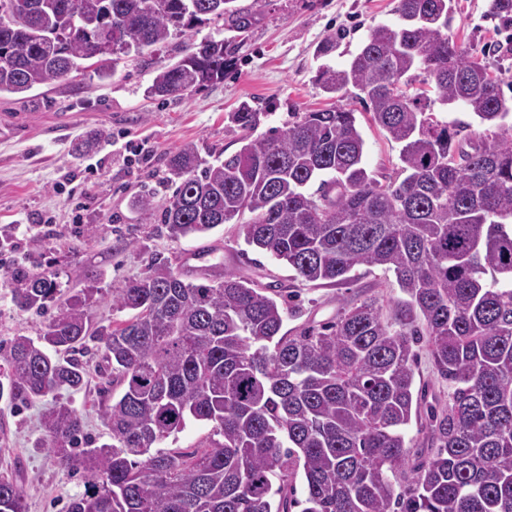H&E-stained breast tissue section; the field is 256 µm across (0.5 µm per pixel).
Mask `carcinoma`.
<instances>
[{"mask_svg":"<svg viewBox=\"0 0 512 512\" xmlns=\"http://www.w3.org/2000/svg\"><path fill=\"white\" fill-rule=\"evenodd\" d=\"M236 0H0V94L61 81L91 59L162 47L207 16L244 34L252 16ZM396 26L369 30L343 69L322 66L316 85L336 98L352 86L372 120L402 145L397 178L383 185L363 164L355 112L342 105L295 112L283 129L253 136L261 112L244 102L230 119L241 149L214 163L187 144L168 160L174 195L143 219L174 240L233 219L247 245L296 279L346 283L361 268L394 271L405 299L383 318L375 300L333 323L281 333L284 296L234 273L195 282L162 259L111 291L128 318L95 323L97 277L62 298L54 274H5L12 301L42 313L63 300L34 340L0 342V399L26 408L86 380L89 347L102 352L120 398L101 407L112 442L83 438L82 412L53 401L39 447L80 472L91 491L67 512H512V112L501 80L448 36L453 0H399ZM241 42L205 39L161 67L153 97L192 93L224 78ZM437 99L460 104L499 136L457 140L428 113L426 91L397 96L416 71ZM249 215L245 222L244 215ZM427 336L448 406L427 409L431 456L411 462L414 344ZM212 424L191 451L156 445L188 419ZM301 478L304 501L294 498ZM0 512H28L24 479L0 476Z\"/></svg>","mask_w":512,"mask_h":512,"instance_id":"carcinoma-1","label":"carcinoma"}]
</instances>
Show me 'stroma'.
Instances as JSON below:
<instances>
[{
  "label": "stroma",
  "mask_w": 512,
  "mask_h": 512,
  "mask_svg": "<svg viewBox=\"0 0 512 512\" xmlns=\"http://www.w3.org/2000/svg\"><path fill=\"white\" fill-rule=\"evenodd\" d=\"M398 0H238L252 10L255 25L223 80L182 96L155 100L146 89L161 66L180 55L187 41L230 39L234 32L222 19L196 26L190 35L172 36L161 49L147 48L122 59L112 77L100 78L86 68L65 81L38 87L33 101L0 96V254L9 269L57 273L63 287L80 291L88 272H96L100 292L92 307L94 321L124 320L113 311L110 289L142 277L152 257L168 261L171 268L191 276L204 271L219 278L232 272L259 287L297 295L301 309L287 317L284 328L296 334L301 328L336 319L343 307L374 299L390 312L401 291L393 272L360 269L340 285H303L288 265L246 245L236 224L221 225L201 238L171 239L164 225L148 224L132 206L136 196L151 197L164 205L176 185L168 179L167 160L177 148L196 144L201 154L232 155L242 146L243 133L229 119L240 103L262 111L260 130L280 127L290 113L331 107L315 83L322 66L344 68L357 54L371 27L396 25ZM491 0H454L448 35L486 59L502 81L505 99H512V21L490 11ZM335 49L326 55L318 49L327 38ZM342 105L353 109L365 141L364 162L377 180L395 175L400 166V146L371 120L365 102L348 91ZM439 121L457 126L460 139H492L496 126L479 123L458 104L434 103ZM94 133L102 134L101 147L77 155L78 145ZM152 150L149 162L125 160L128 143ZM96 165L87 176V165ZM85 180L93 203L84 224H69L70 205L55 185L67 177ZM54 214L59 232L48 238L20 234L18 225L37 223ZM46 317L19 310L8 288L0 287V340L15 335L40 336ZM88 384L79 391H60L84 414L87 435L109 441L98 408L108 370L100 355L86 358ZM38 402L13 412L0 401V475L21 472L25 479L29 512H66L71 498L84 494L81 474L62 469L47 449L38 447L42 436Z\"/></svg>",
  "instance_id": "35a3bbf8"
}]
</instances>
